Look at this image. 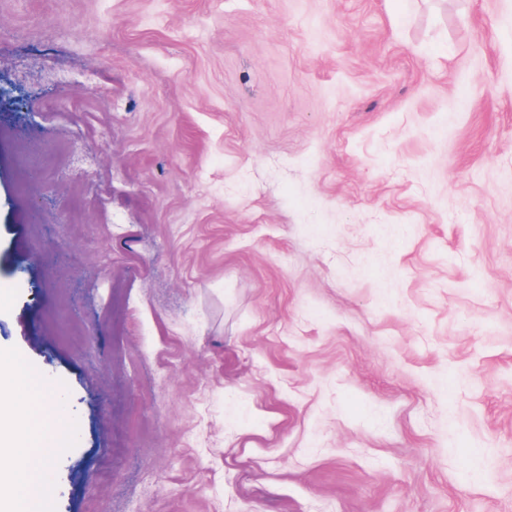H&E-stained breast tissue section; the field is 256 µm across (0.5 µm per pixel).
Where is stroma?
Returning <instances> with one entry per match:
<instances>
[{"label": "stroma", "mask_w": 512, "mask_h": 512, "mask_svg": "<svg viewBox=\"0 0 512 512\" xmlns=\"http://www.w3.org/2000/svg\"><path fill=\"white\" fill-rule=\"evenodd\" d=\"M0 84L42 512H512V0H0Z\"/></svg>", "instance_id": "obj_1"}]
</instances>
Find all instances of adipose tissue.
<instances>
[{"mask_svg":"<svg viewBox=\"0 0 512 512\" xmlns=\"http://www.w3.org/2000/svg\"><path fill=\"white\" fill-rule=\"evenodd\" d=\"M61 421L34 393L25 358L0 351V512H34L36 464L60 447Z\"/></svg>","mask_w":512,"mask_h":512,"instance_id":"adipose-tissue-1","label":"adipose tissue"}]
</instances>
